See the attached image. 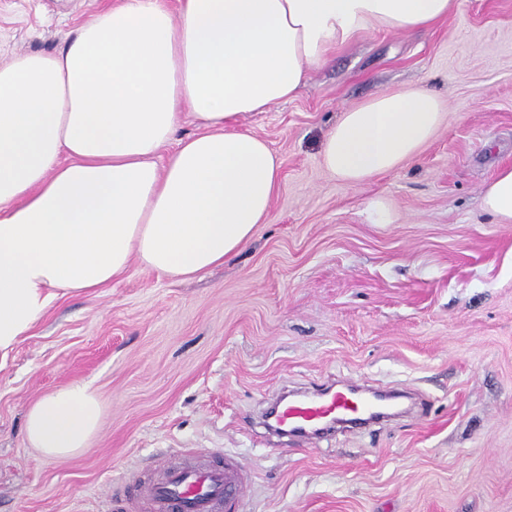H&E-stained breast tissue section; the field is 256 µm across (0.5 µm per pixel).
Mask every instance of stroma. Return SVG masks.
Listing matches in <instances>:
<instances>
[{
  "label": "stroma",
  "mask_w": 512,
  "mask_h": 512,
  "mask_svg": "<svg viewBox=\"0 0 512 512\" xmlns=\"http://www.w3.org/2000/svg\"><path fill=\"white\" fill-rule=\"evenodd\" d=\"M114 2L0 0V63L55 52ZM402 88L436 93L445 123L412 161L341 183L322 164L326 136ZM239 126L281 162L250 243L181 282L131 260L0 355V512H124L130 473L189 448L237 462L243 512H512V224L480 205L512 166V0L364 33ZM378 197L393 223L370 222ZM349 379L420 402L314 443L265 436L269 398ZM74 382L96 389L101 428L84 453L44 458L25 412Z\"/></svg>",
  "instance_id": "35a3bbf8"
}]
</instances>
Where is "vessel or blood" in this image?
I'll use <instances>...</instances> for the list:
<instances>
[{"mask_svg": "<svg viewBox=\"0 0 512 512\" xmlns=\"http://www.w3.org/2000/svg\"><path fill=\"white\" fill-rule=\"evenodd\" d=\"M370 404L363 390L348 385L326 394L282 402L268 419L269 430L310 439L336 424L361 421ZM128 512H223L239 497L246 480L231 460L199 462L193 451L169 461L160 479L133 478Z\"/></svg>", "mask_w": 512, "mask_h": 512, "instance_id": "1", "label": "vessel or blood"}]
</instances>
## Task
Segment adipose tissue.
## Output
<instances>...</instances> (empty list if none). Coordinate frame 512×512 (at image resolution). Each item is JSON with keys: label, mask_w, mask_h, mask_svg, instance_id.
<instances>
[{"label": "adipose tissue", "mask_w": 512, "mask_h": 512, "mask_svg": "<svg viewBox=\"0 0 512 512\" xmlns=\"http://www.w3.org/2000/svg\"><path fill=\"white\" fill-rule=\"evenodd\" d=\"M461 0H120L53 53L0 64V354L66 295H96L131 259L171 279L223 263L267 223L280 162L240 117L293 97L310 67L368 30H424ZM425 89L343 112L321 149L358 186L414 159L444 119ZM196 134L179 136L183 117ZM173 153L166 165L156 157ZM481 207L512 224V166ZM103 406L86 382L27 410L29 447L86 450Z\"/></svg>", "instance_id": "1"}]
</instances>
